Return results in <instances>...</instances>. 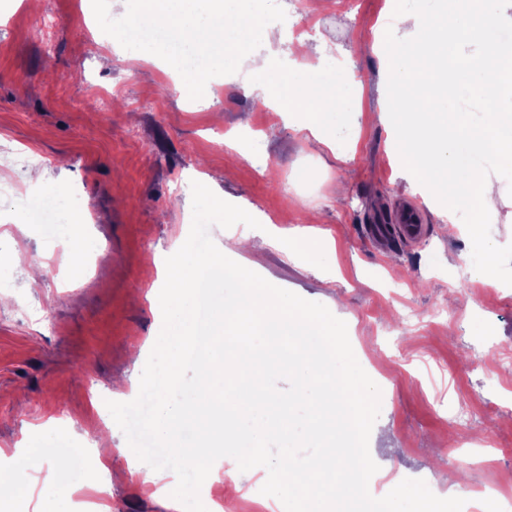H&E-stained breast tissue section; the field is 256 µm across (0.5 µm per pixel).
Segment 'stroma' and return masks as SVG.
Returning <instances> with one entry per match:
<instances>
[{
	"instance_id": "35a3bbf8",
	"label": "stroma",
	"mask_w": 512,
	"mask_h": 512,
	"mask_svg": "<svg viewBox=\"0 0 512 512\" xmlns=\"http://www.w3.org/2000/svg\"><path fill=\"white\" fill-rule=\"evenodd\" d=\"M113 0H0V141L49 163L35 182L17 170L32 197L72 214L66 252L100 254L97 270L63 258L28 284L32 258L51 257L44 225L19 223L20 206L0 193V448L11 458L0 481L24 475L0 512L24 501L28 512H180L137 477L108 484L97 503V465L59 478L56 457L112 435L113 456L127 449L106 419L116 383L137 373L135 352H151L162 326L147 300L192 223V182L240 206L269 238L260 255L234 254L271 284L324 304L345 321L354 355L381 390L378 437L370 454L392 475L433 482L439 469L460 475L463 512H484L477 487L512 475V286L477 272L464 222L447 223L423 185L404 184L392 126L381 125L389 74L384 35L395 0H333L305 30L297 0H251L280 34L268 58L276 111L234 84L221 98L181 91L177 71L138 66L111 51L113 31L98 14ZM55 12L51 49L29 28ZM317 47L305 76L358 77V94L327 114L347 152L309 149L302 126L312 114L289 102L287 67L299 43ZM108 94V110L97 104ZM422 206L424 235L406 244L371 230L391 206ZM483 466H476V459ZM267 469L241 482L226 512H279L261 492Z\"/></svg>"
}]
</instances>
